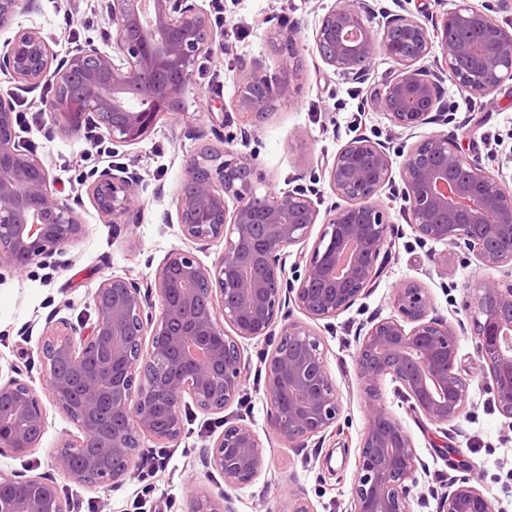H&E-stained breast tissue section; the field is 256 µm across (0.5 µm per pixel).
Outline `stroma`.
Returning a JSON list of instances; mask_svg holds the SVG:
<instances>
[{"mask_svg": "<svg viewBox=\"0 0 512 512\" xmlns=\"http://www.w3.org/2000/svg\"><path fill=\"white\" fill-rule=\"evenodd\" d=\"M216 30L222 31L225 49L200 59L195 81L185 93L184 118H163L142 142L113 149L109 140L94 142L87 136L67 135L41 111V99L53 93L41 84L22 93L15 130L30 143L38 157L64 188H77L93 169L111 165L120 152L145 179L140 191L143 205L136 224H115L103 218L91 202L79 213L85 226L82 238L70 245L60 264L34 266L23 273L0 271V375L9 376L19 366L22 379L36 391L46 385V371L38 354L41 334L49 316L92 323L96 319L93 294L103 278L120 276L153 280L163 258L175 250H191L179 227L176 198L185 178L184 159L222 138L234 149L251 155L257 165L258 194L280 192L305 168L333 156L351 137V123L365 134L391 139L392 159L401 163L412 141L401 135L383 113H359L366 86L334 73L314 49L313 32L325 6L334 0H196ZM33 11L19 16L26 27H37L50 37L58 54L78 45L94 44L112 49V17L109 0H35ZM292 28L304 67V78L291 100L277 103L257 127L248 143H241L240 123L231 121L219 136H211L212 112H234L244 66L268 76L278 71V58L269 46L271 32ZM486 120L463 129V146L488 159L492 170L512 185V86L503 85L484 107ZM304 138H294L295 129ZM392 220L403 225V235L392 247L388 272L376 288L358 299L331 323L317 322L324 341L329 374L341 394L340 434H329L320 445L293 448L278 438L267 422L268 400L262 358L267 341H243L249 361L242 403L224 412L208 414L193 403L182 409L184 429L172 443L151 444L143 449L137 467L119 484L80 485L58 477L52 453L61 440L76 433L71 420L48 407L45 434L39 449L23 459L0 457V472L57 477L60 492L70 508L88 506L89 512H186V484L205 490L222 485L220 475L208 468L203 451L222 434L225 420L250 426L259 436L268 465L252 482L233 490L231 512H288V492L303 490L314 512H350L351 488L357 475L360 442L366 427L365 397L355 377V353L360 326L369 317L393 315L395 284L406 279L423 281L437 315L448 322L468 321L476 304L473 283L478 269L457 248L435 244L436 252H448V272L430 271L426 248L405 227L403 202H389ZM458 356L468 380L467 416L460 430L450 433L449 444L460 448L464 461L448 457L434 447L440 429L402 404L392 382H385L386 406L410 434L418 455L417 484L410 492L412 512H435L434 504H422L423 495L445 490L451 480L467 476L495 504L497 512H512V421L493 403L491 380L482 370L471 336H462Z\"/></svg>", "mask_w": 512, "mask_h": 512, "instance_id": "obj_1", "label": "stroma"}]
</instances>
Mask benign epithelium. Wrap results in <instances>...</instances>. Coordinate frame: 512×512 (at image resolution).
Returning <instances> with one entry per match:
<instances>
[{
    "mask_svg": "<svg viewBox=\"0 0 512 512\" xmlns=\"http://www.w3.org/2000/svg\"><path fill=\"white\" fill-rule=\"evenodd\" d=\"M29 0H0V74L29 92L48 77L54 92L44 101L58 128L118 146L143 141L160 117L185 116L183 102L195 65L214 53V29L195 0H112V52L79 45L63 59L38 28L16 23ZM512 0H453L426 23L412 12L393 13L368 0H335L314 31L324 64L363 83L376 59L391 64L369 86L364 106L385 113L412 132L438 125L407 153L393 175L390 146L363 133L347 141L320 171H301L296 185L257 194L253 159L231 147L206 146L187 157L177 201L183 236L207 247L224 242L212 265L192 253H168L154 280L108 277L93 299L97 319L77 328L49 320L39 355L47 372L44 394L74 421L78 434L55 451L57 470L82 485L117 484L140 449L179 439L182 404L190 397L202 411L224 412L240 397L248 364L241 341L276 338L266 361L270 429L294 447L341 431L342 402L328 372L320 335L293 318L316 322L336 317L383 276L388 247L401 235L381 203L382 193L404 202L408 224L422 246L442 242L473 256L478 268L501 277L477 280L471 336L493 382L494 403L512 418V187L478 155L467 154L458 130L481 121L475 112L456 117L444 98L445 78L459 92L487 98L512 82V25L494 14ZM379 16L378 28L364 19ZM281 74H247L236 101L252 125L275 103L290 100L302 79L294 31L270 36ZM440 54L436 68L424 64ZM15 95H0V269L24 272L62 255L84 233L76 207L82 196L64 193L34 149L18 139ZM86 193L114 224L138 222L142 177L125 163L93 172ZM339 202L320 213L317 184ZM321 232L307 247L312 227ZM301 245L285 272L287 249ZM397 316L372 317L355 354L356 381L368 403L350 512H411L417 454L411 436L385 405L386 378L399 383L409 409L433 424H450L466 409L467 379L458 364L464 323L434 314L428 289L408 279L393 289ZM0 382V456L34 453L46 426V407L18 378ZM219 472L218 492L188 484V512H228V490L259 476L266 451L247 425L231 423L205 449ZM0 512H68L56 481L0 473ZM435 512H496L470 479L432 492ZM289 512H313L299 490L288 493Z\"/></svg>",
    "mask_w": 512,
    "mask_h": 512,
    "instance_id": "1",
    "label": "benign epithelium"
}]
</instances>
